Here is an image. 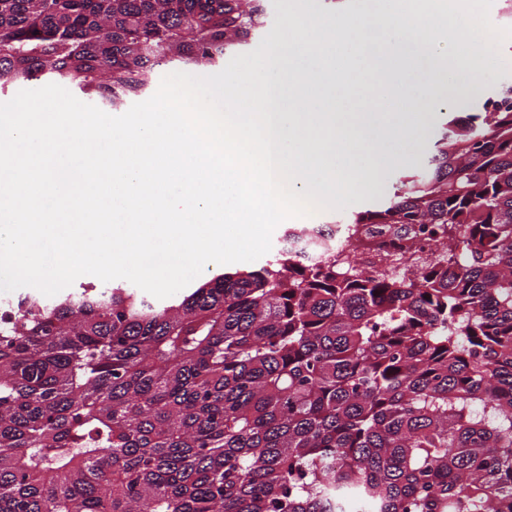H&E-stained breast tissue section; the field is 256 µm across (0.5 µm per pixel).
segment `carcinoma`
<instances>
[{
	"instance_id": "cac0c4a2",
	"label": "carcinoma",
	"mask_w": 512,
	"mask_h": 512,
	"mask_svg": "<svg viewBox=\"0 0 512 512\" xmlns=\"http://www.w3.org/2000/svg\"><path fill=\"white\" fill-rule=\"evenodd\" d=\"M264 0H0V91L114 110L214 67ZM339 224H433L409 277L282 250L163 303L120 285L0 317V512H512V84Z\"/></svg>"
}]
</instances>
